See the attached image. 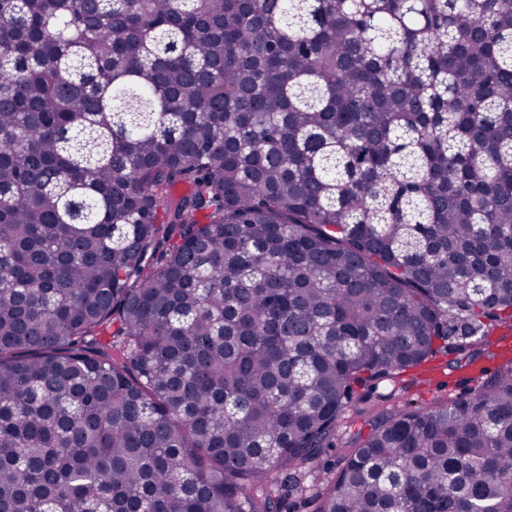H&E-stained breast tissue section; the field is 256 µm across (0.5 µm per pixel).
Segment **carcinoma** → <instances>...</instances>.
I'll list each match as a JSON object with an SVG mask.
<instances>
[{
  "instance_id": "obj_1",
  "label": "carcinoma",
  "mask_w": 512,
  "mask_h": 512,
  "mask_svg": "<svg viewBox=\"0 0 512 512\" xmlns=\"http://www.w3.org/2000/svg\"><path fill=\"white\" fill-rule=\"evenodd\" d=\"M497 327L512 0H0V512H276ZM312 500L512 512V365ZM446 376L434 383L424 384L420 378V371L409 370L398 375L394 382H383L376 390L360 389L355 387L356 393L362 397L361 407L364 412H351V423L347 427L339 428L336 433V448L330 449L323 457L321 465L331 474L337 473L345 464L346 454L349 448L348 441L357 432L367 433L371 409L380 402V395L387 398L386 405H403L407 400L430 405L446 402L456 397L466 395L480 384L478 380L468 379L464 371L446 367ZM368 410V411H367ZM273 496L278 502L277 512H311L312 507L306 505L299 496L288 488V483L273 487Z\"/></svg>"
}]
</instances>
